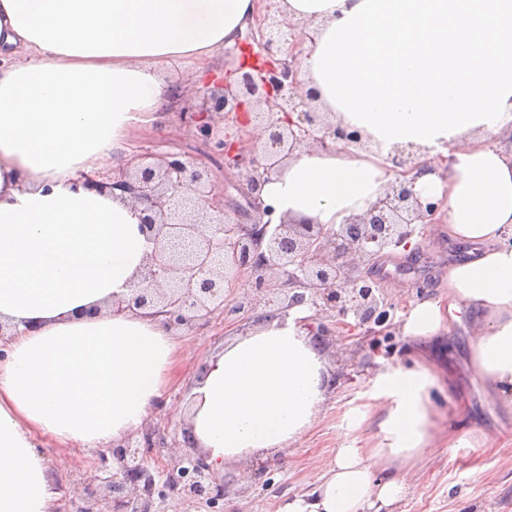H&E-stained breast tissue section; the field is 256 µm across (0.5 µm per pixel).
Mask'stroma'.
Returning a JSON list of instances; mask_svg holds the SVG:
<instances>
[{
    "label": "stroma",
    "mask_w": 512,
    "mask_h": 512,
    "mask_svg": "<svg viewBox=\"0 0 512 512\" xmlns=\"http://www.w3.org/2000/svg\"><path fill=\"white\" fill-rule=\"evenodd\" d=\"M128 140L133 154L151 152L187 155L190 162L210 166L213 193L226 203L246 207L236 188L237 176L211 167L210 146L195 130L186 127L178 110H171L156 121H144L131 127ZM413 252L393 250L380 257L368 269L369 275L384 289L396 307L390 335L380 337L376 348L363 346L358 335L346 337L344 349L328 344L327 367L336 384L329 391L322 412L313 427L293 446L276 455H259L225 465L226 493L219 500V512H278L288 499L313 491L318 476L330 462L339 444L356 436L348 428L346 413L361 410L374 372L389 365L431 364L440 381L432 399L457 432L478 427L499 440L496 448L439 449L415 466L418 484L397 501L392 512H512V420L504 419L496 404L485 393L483 382L470 362L467 324L454 326L439 336L405 335L403 322L414 298H438L448 292V263L459 248L448 241L444 224L425 229L414 238ZM412 281L406 292L397 284ZM244 326L225 324L215 314L205 324L176 329L180 346V372L169 386L165 400L152 411L143 430L130 435L132 445H143L145 434L160 437L156 447L148 449L152 466L158 467L188 454L183 442L184 422L176 406L189 403L190 389L201 368ZM47 463L55 475L57 495L51 512H72L69 492L74 485L95 478L98 495H105L104 478L115 468L114 458H101L99 452L73 454L63 446L45 448Z\"/></svg>",
    "instance_id": "obj_1"
}]
</instances>
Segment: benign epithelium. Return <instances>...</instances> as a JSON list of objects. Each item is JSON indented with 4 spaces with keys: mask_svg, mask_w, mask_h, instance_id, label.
I'll use <instances>...</instances> for the list:
<instances>
[{
    "mask_svg": "<svg viewBox=\"0 0 512 512\" xmlns=\"http://www.w3.org/2000/svg\"><path fill=\"white\" fill-rule=\"evenodd\" d=\"M257 28L237 45L243 60L223 77L200 89L203 103L191 104L185 91L182 118L195 124L210 145L214 162L236 170L250 210L251 224L238 222L241 211H229L207 190L209 170L178 154L153 160L144 153L130 165L104 176L86 173L74 187L120 190L143 206L141 228L152 251L129 294L114 299L112 313L164 317L169 328H192L215 313L233 325L259 306L264 317L285 318L297 307L313 310L310 333L316 340L344 336L356 329L375 346L387 335L390 311L395 309L379 284L359 272L387 251L409 246L417 231L437 223L440 204L422 200L413 187L391 185L362 215L336 228L309 222L272 223L274 209L265 204L262 187L280 173L296 149L308 145L322 151L365 146L362 135L330 119L328 112L308 108L312 92L300 95V61L275 58L274 46L286 26L293 44L313 39L305 24L278 20L272 0ZM280 100L279 113L266 112L268 99ZM223 112L235 123L252 125L254 135L244 146L225 131L214 133L209 113ZM244 273L250 280L230 298L232 282ZM323 314L333 316L327 323ZM118 468L108 477L110 512H151L155 478L147 456L130 443L112 448ZM168 491L214 505L224 497V479L202 456L184 457L166 470ZM82 501L75 512H96L89 486L73 489Z\"/></svg>",
    "mask_w": 512,
    "mask_h": 512,
    "instance_id": "7a95c632",
    "label": "benign epithelium"
}]
</instances>
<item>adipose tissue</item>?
<instances>
[{"instance_id":"ef3b65f1","label":"adipose tissue","mask_w":512,"mask_h":512,"mask_svg":"<svg viewBox=\"0 0 512 512\" xmlns=\"http://www.w3.org/2000/svg\"><path fill=\"white\" fill-rule=\"evenodd\" d=\"M307 24L298 46L314 108L371 149L301 147L262 188L277 216L326 226L364 214L413 151L416 192L438 202L451 242L448 294L413 300L409 336L450 331L469 313L470 361L512 415V0H278ZM258 0H0V512H50L55 442L86 453L142 428L174 377L179 346L160 320L103 312L124 296L150 247L121 193L75 187L128 158L126 136L175 91L161 65L196 63L257 26ZM451 162H444V155ZM307 307L260 322L212 357L184 412L214 471L296 443L326 401L327 363L300 326ZM434 372L390 366L349 416L362 445H340L308 497L279 512H384L406 471L442 445L489 448L481 429L444 434ZM403 468L393 474L392 466Z\"/></svg>"}]
</instances>
